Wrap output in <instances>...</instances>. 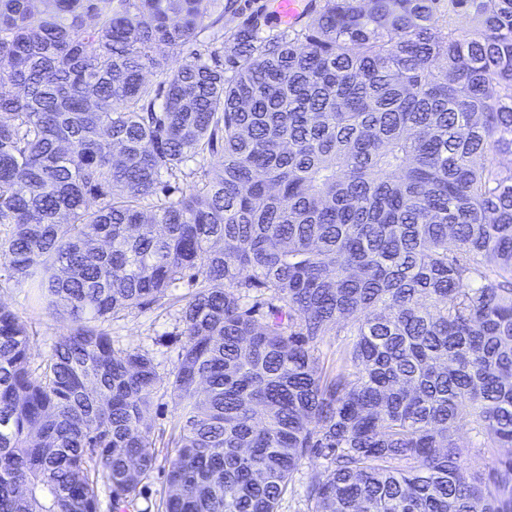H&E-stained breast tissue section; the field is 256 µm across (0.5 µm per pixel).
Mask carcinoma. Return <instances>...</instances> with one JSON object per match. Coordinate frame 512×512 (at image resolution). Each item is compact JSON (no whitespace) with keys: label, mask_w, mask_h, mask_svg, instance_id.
Masks as SVG:
<instances>
[{"label":"carcinoma","mask_w":512,"mask_h":512,"mask_svg":"<svg viewBox=\"0 0 512 512\" xmlns=\"http://www.w3.org/2000/svg\"><path fill=\"white\" fill-rule=\"evenodd\" d=\"M439 6L201 51L232 0H0V259L67 324L34 367L0 306V512L136 497L162 387L160 512H278L309 456L310 512H512V0ZM183 282L162 375L108 324ZM350 336H326L318 346V355L324 368L330 369L336 360V353L341 350L349 341Z\"/></svg>","instance_id":"cac0c4a2"}]
</instances>
